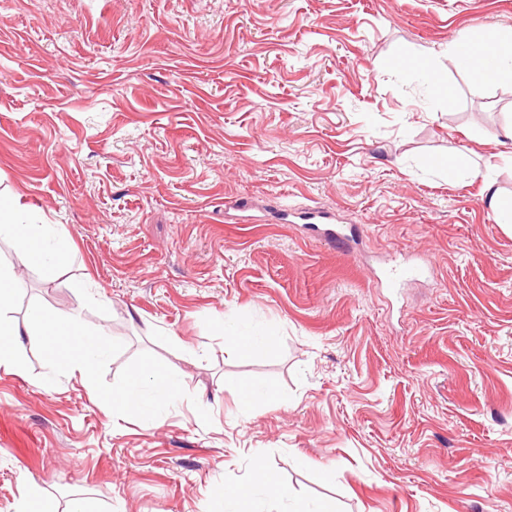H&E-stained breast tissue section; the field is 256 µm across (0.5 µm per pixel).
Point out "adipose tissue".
<instances>
[{"label": "adipose tissue", "mask_w": 512, "mask_h": 512, "mask_svg": "<svg viewBox=\"0 0 512 512\" xmlns=\"http://www.w3.org/2000/svg\"><path fill=\"white\" fill-rule=\"evenodd\" d=\"M52 232V225L23 222L17 208L0 199V236L14 238L18 248L32 260L41 259L44 242ZM30 323V333L43 345L51 365L87 373L90 361L101 344L90 339L80 314L57 319L36 308L30 314Z\"/></svg>", "instance_id": "adipose-tissue-1"}]
</instances>
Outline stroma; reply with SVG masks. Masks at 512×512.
Instances as JSON below:
<instances>
[{"label": "stroma", "mask_w": 512, "mask_h": 512, "mask_svg": "<svg viewBox=\"0 0 512 512\" xmlns=\"http://www.w3.org/2000/svg\"><path fill=\"white\" fill-rule=\"evenodd\" d=\"M510 31L512 0H0V197L70 246L0 239L4 313L106 343L86 376L30 344L0 366V512L25 481L59 512H231L220 487L512 512V229L484 191L512 197V82L455 65ZM421 252L432 273L390 286ZM148 362L179 397L116 411Z\"/></svg>", "instance_id": "35a3bbf8"}]
</instances>
